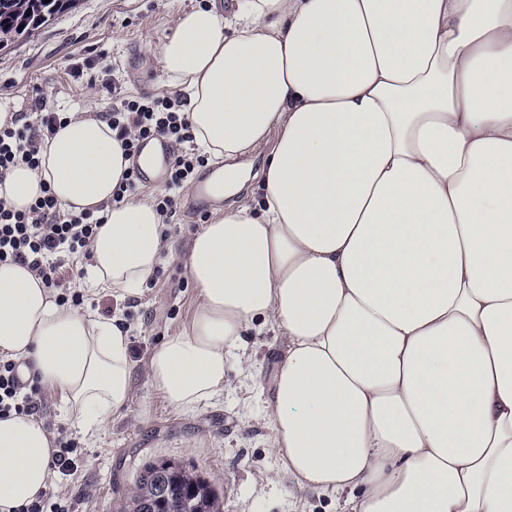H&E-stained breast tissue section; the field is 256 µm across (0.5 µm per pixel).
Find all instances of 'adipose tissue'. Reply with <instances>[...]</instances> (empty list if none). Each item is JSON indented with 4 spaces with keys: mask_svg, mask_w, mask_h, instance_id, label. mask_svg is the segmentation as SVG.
Masks as SVG:
<instances>
[{
    "mask_svg": "<svg viewBox=\"0 0 512 512\" xmlns=\"http://www.w3.org/2000/svg\"><path fill=\"white\" fill-rule=\"evenodd\" d=\"M187 96L215 198L266 159L257 206L202 225L183 254L191 322L147 363L184 409L220 394L262 322L287 342L262 418L298 490L348 512H512V0H218L183 11L160 50ZM107 121L71 113L41 167L0 198L50 187L102 208L85 282L140 295L165 247L143 199L115 203L130 167ZM0 356L28 362L84 434L131 398L121 318L67 308L30 269L0 263ZM54 440L0 417V512L54 479Z\"/></svg>",
    "mask_w": 512,
    "mask_h": 512,
    "instance_id": "adipose-tissue-1",
    "label": "adipose tissue"
}]
</instances>
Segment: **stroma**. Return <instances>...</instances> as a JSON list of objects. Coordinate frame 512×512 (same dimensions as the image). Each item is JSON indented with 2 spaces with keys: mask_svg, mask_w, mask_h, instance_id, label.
Instances as JSON below:
<instances>
[{
  "mask_svg": "<svg viewBox=\"0 0 512 512\" xmlns=\"http://www.w3.org/2000/svg\"><path fill=\"white\" fill-rule=\"evenodd\" d=\"M208 4L79 0L75 9L0 51V103L31 112L40 97L62 112H80L91 104L102 114L111 111L116 91L178 95L164 76L159 52L180 10ZM194 193V185L184 187L165 226L168 249L159 272L138 298L120 302L107 290L84 294L86 307L124 319L135 366L133 392L92 437L72 426L57 399L45 397L38 419L49 430L66 429L74 441L75 468L58 476L52 491L69 512H118L143 465L163 459L203 473L215 484L223 512H337L334 494L290 491L291 479L271 448V429L258 418L286 347L275 329L250 334L255 354L248 373L227 362L223 393L193 409L170 406L149 384L150 355L189 324L197 305L198 291L181 260L184 244L224 208L255 205L258 184L249 182L236 196L209 207L197 205Z\"/></svg>",
  "mask_w": 512,
  "mask_h": 512,
  "instance_id": "1",
  "label": "stroma"
}]
</instances>
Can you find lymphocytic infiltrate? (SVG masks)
Here are the masks:
<instances>
[{
	"label": "lymphocytic infiltrate",
	"instance_id": "obj_1",
	"mask_svg": "<svg viewBox=\"0 0 512 512\" xmlns=\"http://www.w3.org/2000/svg\"><path fill=\"white\" fill-rule=\"evenodd\" d=\"M182 104L178 96H121L106 115L126 156H136L141 142L152 137L165 138L172 145L167 192L156 199V208L165 217L173 213L179 190L205 162L204 156L188 149L194 136ZM63 122L62 113L49 110L34 115L18 112L10 124L1 126L0 181L21 163L39 168L46 137ZM104 221V216L88 210L78 214L66 211L47 187L25 211L0 199V262L26 266L46 288L57 290L59 303L80 305L83 296L72 288L82 275L77 262L88 255ZM40 394L37 376H23L15 362L0 361V416L36 414Z\"/></svg>",
	"mask_w": 512,
	"mask_h": 512
}]
</instances>
